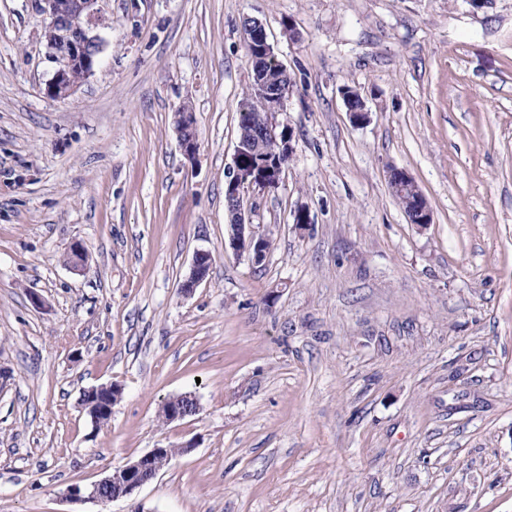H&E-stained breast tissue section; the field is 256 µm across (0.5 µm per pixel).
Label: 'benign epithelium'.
Listing matches in <instances>:
<instances>
[{
  "label": "benign epithelium",
  "instance_id": "7a95c632",
  "mask_svg": "<svg viewBox=\"0 0 512 512\" xmlns=\"http://www.w3.org/2000/svg\"><path fill=\"white\" fill-rule=\"evenodd\" d=\"M101 0H35V8L42 17L41 38L46 49V59L52 65V77L48 80L46 94L55 99H67L93 73L103 50L102 39L97 33L101 21ZM253 36L259 42V57L252 58V78L255 86L268 98L269 121L262 134L280 143L281 153L292 158L296 152L293 134L289 127L275 121L276 111L288 97L290 89L276 88L270 92V74L278 71L287 73L286 67L278 60L274 46L270 43L264 26L255 22ZM343 100L359 99V107L347 109L350 120L363 124L368 120L369 109L358 90L342 94ZM175 129L183 152L193 157L199 148L196 118L191 111H177L174 117ZM257 153L259 146L246 150L235 146L232 169L225 183L226 211L229 226L230 245L233 250L255 263L261 262L266 253L267 238L256 231L251 224L249 209L244 204V190L256 188L269 191L278 187L284 171L282 164L264 163L259 167H250L242 163L246 152ZM414 223L426 226L433 221L432 211L421 190L414 191L412 198ZM212 263V255L199 251L193 258L190 271L180 285L186 295L206 281ZM96 395L97 406L91 422L98 425L100 416L112 413V407L121 395V388L112 383L87 390ZM198 411L197 399L191 394H181L167 400L161 414L167 422L183 420ZM170 453L166 447H156L144 455L127 461L114 469L112 474L92 484L88 488L74 486L67 492L72 502L109 503L134 495L144 485L152 481L169 461Z\"/></svg>",
  "mask_w": 512,
  "mask_h": 512
}]
</instances>
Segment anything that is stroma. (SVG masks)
Listing matches in <instances>:
<instances>
[{"mask_svg": "<svg viewBox=\"0 0 512 512\" xmlns=\"http://www.w3.org/2000/svg\"><path fill=\"white\" fill-rule=\"evenodd\" d=\"M100 8L95 72L56 100L32 0H0V512H512V0ZM247 17L291 77L275 119L296 147L245 193L272 241L258 264L224 218ZM111 383L94 427L82 394ZM184 393L196 415L164 422ZM189 440L131 497L67 496ZM179 144L188 157H194L199 148L196 118L191 111H177L174 117ZM411 181L415 186L416 190L414 191V198H412L413 203V212L415 214V220H410L412 224H419L420 226H427L431 224L433 221L432 211L430 206L428 205L427 200L422 194L421 190L417 187L414 179L405 171L392 168L389 172V183L396 184L402 182ZM212 263V255L207 251H198L194 258L190 271L180 285V290L185 295H190L193 291L206 281Z\"/></svg>", "mask_w": 512, "mask_h": 512, "instance_id": "35a3bbf8", "label": "stroma"}]
</instances>
